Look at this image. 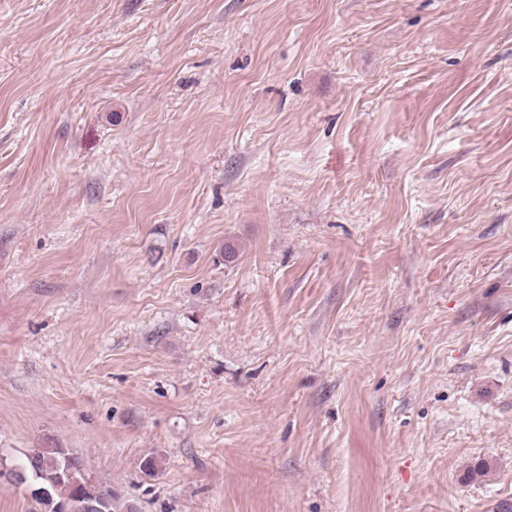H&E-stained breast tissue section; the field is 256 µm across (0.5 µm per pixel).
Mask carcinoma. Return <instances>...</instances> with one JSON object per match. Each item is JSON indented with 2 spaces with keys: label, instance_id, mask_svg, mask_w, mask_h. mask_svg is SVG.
Masks as SVG:
<instances>
[{
  "label": "carcinoma",
  "instance_id": "obj_1",
  "mask_svg": "<svg viewBox=\"0 0 512 512\" xmlns=\"http://www.w3.org/2000/svg\"><path fill=\"white\" fill-rule=\"evenodd\" d=\"M66 467L79 483L64 475ZM0 480L48 492V498L32 500L31 512H55L59 505L68 506L70 512H139L134 502L118 501L110 490L87 476L79 458L66 448H30L21 463L0 469Z\"/></svg>",
  "mask_w": 512,
  "mask_h": 512
}]
</instances>
